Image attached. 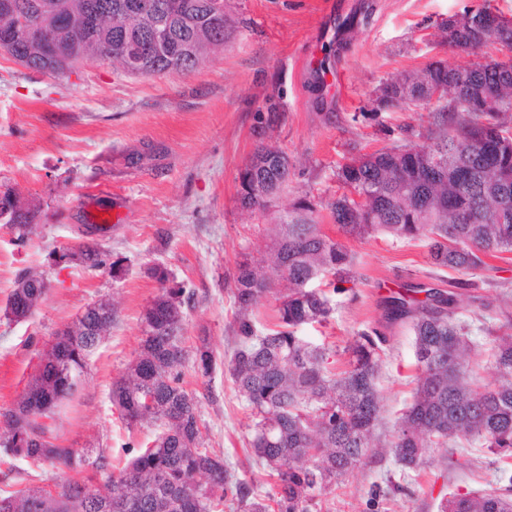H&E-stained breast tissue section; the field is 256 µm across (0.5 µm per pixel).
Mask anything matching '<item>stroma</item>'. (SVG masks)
<instances>
[{
    "mask_svg": "<svg viewBox=\"0 0 512 512\" xmlns=\"http://www.w3.org/2000/svg\"><path fill=\"white\" fill-rule=\"evenodd\" d=\"M495 5L512 19V0H359L347 43L332 56L339 87L317 83L309 52L336 0H225L236 31L190 74L129 76L102 60H89L59 75L43 74L0 49V193L37 212L32 233L17 243L0 224V409L12 405L38 364L34 342H47L87 304L115 305L112 328L88 361L87 375L59 420V444L103 456L119 472L155 439V423L128 425L112 403V384L136 359L143 315L160 292L153 275L161 266L171 286L191 293L183 338L193 347L209 337L217 366L201 377L182 366L184 385L200 394L201 430L207 447L232 466L258 494L271 481L246 444L249 410L225 373L222 360L234 342V303L229 279L243 256L262 258L270 225L287 222L300 202L336 232L322 204L341 191L339 168L349 156L391 146L399 137L424 143L433 104L385 107L378 100L387 81L414 76L429 63H465L440 31L448 18ZM278 96L263 139L252 134V116ZM281 149L288 181L264 208L247 212L237 201V175L257 142ZM138 164H130V157ZM120 212L109 231L91 215ZM98 240L110 267L90 269L55 262L52 254ZM355 256L354 294L332 297L326 325L299 334L316 345L342 348L358 332L377 327L391 293L420 285L455 295L457 319L482 313L486 330L468 358L470 379L496 385L492 332L512 316V253L488 257L485 268L464 275L432 265L420 240L384 236L343 237ZM30 270L48 285L45 300L26 320L5 313L19 272ZM411 332L396 328L377 387L382 396L379 433L391 435L415 388ZM415 471L402 470L392 454L354 470L321 497L322 512H364L378 496L380 512H439L442 499L485 491L512 476V457L480 443L430 448ZM60 473L14 458L0 461V495L24 487L53 488Z\"/></svg>",
    "mask_w": 512,
    "mask_h": 512,
    "instance_id": "stroma-1",
    "label": "stroma"
}]
</instances>
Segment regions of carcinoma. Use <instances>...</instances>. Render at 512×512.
<instances>
[{"mask_svg": "<svg viewBox=\"0 0 512 512\" xmlns=\"http://www.w3.org/2000/svg\"><path fill=\"white\" fill-rule=\"evenodd\" d=\"M132 0H0V49L38 72L65 73L84 61L112 62L130 75L126 51L140 54L138 75L191 73L206 60L200 46L222 45L235 30L224 0H150L158 4L143 16L125 17L126 32L112 29L111 17ZM496 44L512 52V20L490 5L451 26V46L476 51ZM423 73L437 85L452 86L462 98L475 99L496 87L512 91V59L449 67L440 61ZM274 96L253 114V132L262 135L276 111ZM435 132L424 144H400L352 157L339 178L365 198L358 208L343 193L325 203L329 216L346 236L382 234L396 239H425L432 264L458 272L481 269L485 258L512 251V129L497 112L463 117L435 109ZM454 165L427 169L422 156L448 155ZM284 153L259 144L238 174V203L252 211L265 205L266 193L288 180ZM312 210L273 228L271 272L248 259L236 264L232 294L236 305V347L224 360L238 394L251 411L247 444L258 463L275 478L263 499L253 485L235 478L224 457L205 446L196 392L183 385V366L194 357L196 372L207 377L215 358L208 337H198L193 353L182 341L184 306L193 295L166 287L168 274L144 314L142 360L112 384V403L128 424L153 422L161 433L118 475L108 474L103 487L93 478H66L59 491L24 488L0 497V512H315L320 496L351 471L368 466L389 449L402 469L425 464V449L452 448L461 440L478 441L501 453L512 452V335L494 339V363L504 382L494 386L469 381L463 357L475 350L469 326L458 321L454 295L428 289L425 299L393 296L385 302L389 329L408 327L415 341L416 387L390 439L376 429L381 396L376 385L390 337L377 328L362 332L337 352L313 345L298 329L323 324L333 312L331 299L315 283L330 279L333 292L355 283L354 257L322 225L307 219ZM36 212L22 211L10 194L0 196V224L22 241L31 232ZM67 263L100 269L109 254L94 239L59 254ZM24 287L9 295L6 315L19 321L44 300L47 284L31 271L16 279ZM274 296L279 329L257 330L258 303ZM113 304L87 306L74 327L100 320L112 327ZM101 337L55 334L53 352L40 358L23 401L0 409V452L7 457L47 464L59 471L105 468L82 450L57 443L52 422L64 401L73 398L87 373L89 357ZM343 356L334 371L330 358ZM440 512H512V476L508 484L484 493H454Z\"/></svg>", "mask_w": 512, "mask_h": 512, "instance_id": "carcinoma-1", "label": "carcinoma"}]
</instances>
